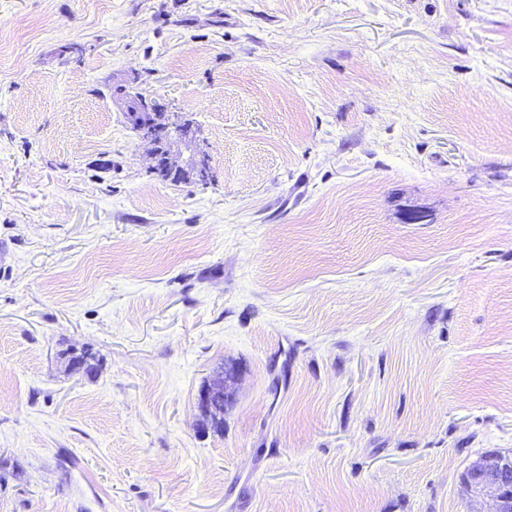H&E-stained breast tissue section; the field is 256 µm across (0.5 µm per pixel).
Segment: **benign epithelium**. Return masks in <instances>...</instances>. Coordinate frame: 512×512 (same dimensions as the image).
I'll return each instance as SVG.
<instances>
[{"label": "benign epithelium", "mask_w": 512, "mask_h": 512, "mask_svg": "<svg viewBox=\"0 0 512 512\" xmlns=\"http://www.w3.org/2000/svg\"><path fill=\"white\" fill-rule=\"evenodd\" d=\"M150 112L138 123L136 135L152 145L153 170L165 168L173 175L186 170L196 173L203 182L209 178V152L200 144L196 132L181 113L170 112L157 98H148ZM177 142L193 148V154L184 168L174 160L173 145ZM233 396V375L216 373L198 393V406L205 418V426L214 428L224 422V402ZM463 483L475 497L492 501L490 512H508L512 505V457L492 453L476 461L464 474Z\"/></svg>", "instance_id": "7a95c632"}]
</instances>
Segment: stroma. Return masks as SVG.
Returning <instances> with one entry per match:
<instances>
[{
    "label": "stroma",
    "mask_w": 512,
    "mask_h": 512,
    "mask_svg": "<svg viewBox=\"0 0 512 512\" xmlns=\"http://www.w3.org/2000/svg\"><path fill=\"white\" fill-rule=\"evenodd\" d=\"M131 81L207 183L151 174ZM490 452L512 0H0V512H488ZM150 112L144 121L138 123L134 130L136 135L149 142L152 148V170L168 169L171 175H180L182 172L193 171L203 182L209 178V152L207 145L200 140L196 132L183 119L179 112H168L166 105L157 98L147 96ZM183 143L187 148H193V154L184 168L174 160L173 145ZM203 145L205 147H203ZM233 375L216 373L198 393V406L205 418V426L213 429L224 422V402L233 396Z\"/></svg>",
    "instance_id": "1"
}]
</instances>
